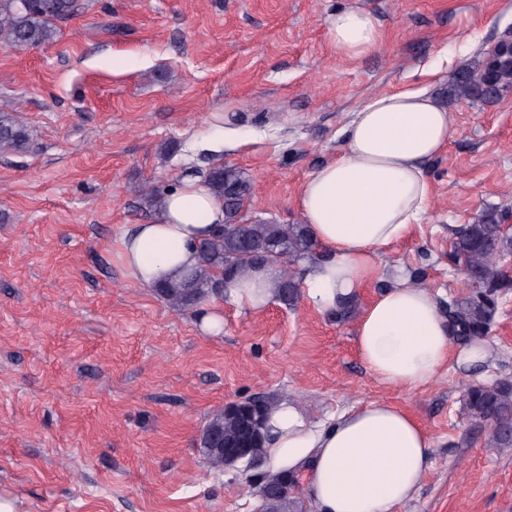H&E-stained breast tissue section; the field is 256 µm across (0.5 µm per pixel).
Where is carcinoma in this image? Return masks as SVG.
<instances>
[{
  "mask_svg": "<svg viewBox=\"0 0 512 512\" xmlns=\"http://www.w3.org/2000/svg\"><path fill=\"white\" fill-rule=\"evenodd\" d=\"M87 0H0V47H40L52 43L56 23L84 12ZM512 92V45H505L486 55L470 68L458 72L448 88V98L456 101L493 103ZM31 138L18 114L0 109V154L24 153ZM211 192L224 202L222 228L204 239L198 247V262L179 278L154 286L156 293L170 308L183 311L194 307L212 294H219L223 274L235 278L259 266L258 256L281 272V295L294 297L297 281L294 267L312 263L321 257L305 224H276L270 221L246 223L240 215L251 194L249 179L239 170L222 165L212 166L205 174ZM163 192L153 186L142 189V203L156 213L162 206ZM454 251L464 281L473 293L456 299L448 310L449 324L456 342L472 343L485 330L495 314L491 293L498 287L504 271L501 264L489 262V255L512 253V236L502 231L495 211L482 213L475 223L457 234ZM465 408L472 422L498 427L485 443L489 453L512 447V381L490 385H465ZM245 430L240 417L219 410L204 425L199 448L209 466L224 468V455L211 451L217 441H240ZM295 475L285 471L268 473L261 483V493H283L281 502L287 512H303L295 495Z\"/></svg>",
  "mask_w": 512,
  "mask_h": 512,
  "instance_id": "carcinoma-1",
  "label": "carcinoma"
}]
</instances>
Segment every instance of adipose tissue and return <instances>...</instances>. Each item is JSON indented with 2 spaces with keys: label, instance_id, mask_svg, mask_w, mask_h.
Instances as JSON below:
<instances>
[{
  "label": "adipose tissue",
  "instance_id": "1",
  "mask_svg": "<svg viewBox=\"0 0 512 512\" xmlns=\"http://www.w3.org/2000/svg\"><path fill=\"white\" fill-rule=\"evenodd\" d=\"M326 36L340 56L379 50L377 18L360 8L330 15ZM346 146L308 176L299 209L323 253L303 274L317 310H336L379 273L381 250L409 237L428 212L431 188L425 160L454 135L447 107L429 87L404 88L369 98L354 112ZM224 206L199 179L170 190L157 216L121 240L123 264L141 285L177 276L197 262L196 246ZM279 271L252 269L233 280L222 299L257 311L277 294ZM357 351L367 368L394 387L431 383L453 356L450 328L428 289L397 277L356 324ZM265 467L301 471L318 512H391L424 479L432 441L405 409L372 402L331 423L317 424L292 401L266 415Z\"/></svg>",
  "mask_w": 512,
  "mask_h": 512
}]
</instances>
